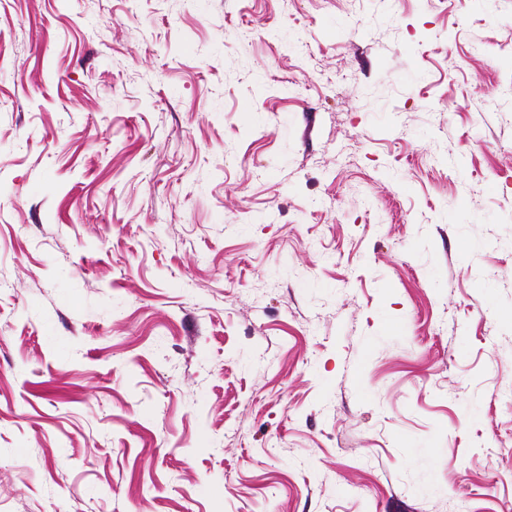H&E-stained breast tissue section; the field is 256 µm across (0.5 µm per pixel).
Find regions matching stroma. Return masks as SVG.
I'll return each mask as SVG.
<instances>
[{
  "label": "stroma",
  "instance_id": "1",
  "mask_svg": "<svg viewBox=\"0 0 512 512\" xmlns=\"http://www.w3.org/2000/svg\"><path fill=\"white\" fill-rule=\"evenodd\" d=\"M512 0H0V512H512Z\"/></svg>",
  "mask_w": 512,
  "mask_h": 512
}]
</instances>
